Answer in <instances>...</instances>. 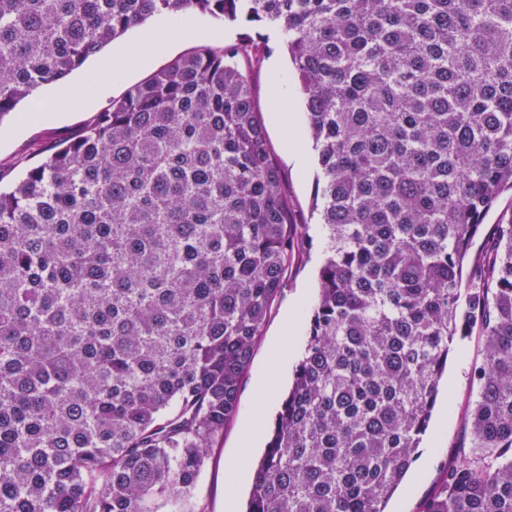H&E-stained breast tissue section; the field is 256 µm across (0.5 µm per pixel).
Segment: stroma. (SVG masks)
Wrapping results in <instances>:
<instances>
[{
    "mask_svg": "<svg viewBox=\"0 0 512 512\" xmlns=\"http://www.w3.org/2000/svg\"><path fill=\"white\" fill-rule=\"evenodd\" d=\"M201 28L199 35L176 40H161L146 63L128 69L112 80L106 91L88 105H66L54 119L25 123L16 131L19 116L31 106L21 102L15 113L0 118V176L5 181L17 179L26 168L38 164L43 147L76 136L81 128L113 99L119 98L134 84L145 81L152 73L164 68L173 59L195 51L200 45L214 47L240 38H251L264 44L261 59L247 64L246 71L254 98L262 114L271 152L280 166L288 192V203L296 221L307 224L306 234L298 239L294 259L281 291L268 312L263 334L258 341L251 365L239 387L236 415L224 427L210 448L202 477L195 491L200 512H226L228 494H235L238 512H245L250 482L238 487L229 483V467L238 456L242 433L248 420L263 412L265 426L258 436L256 448L249 455L259 461L266 442L274 429L278 402L259 407L255 387L261 379H269L286 396L292 382L296 359L281 362L273 353L274 344L282 331L287 313H294L297 328L296 349H303L310 314L317 299L318 271L323 260L324 230L316 208L318 172L315 151H307L305 164L298 165L290 158L287 144L294 136L309 140L306 116L299 103V93L293 68L283 39L263 28L240 22L226 25L209 14L194 12ZM484 338L477 327H469L458 337L448 357V366L440 382L439 401L417 453V458L402 485L387 506V512H417L421 502L433 492L445 465L451 464L468 436L471 404L477 395L472 381V367L481 360Z\"/></svg>",
    "mask_w": 512,
    "mask_h": 512,
    "instance_id": "35a3bbf8",
    "label": "stroma"
}]
</instances>
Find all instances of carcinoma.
I'll list each match as a JSON object with an SVG mask.
<instances>
[{
	"instance_id": "cac0c4a2",
	"label": "carcinoma",
	"mask_w": 512,
	"mask_h": 512,
	"mask_svg": "<svg viewBox=\"0 0 512 512\" xmlns=\"http://www.w3.org/2000/svg\"><path fill=\"white\" fill-rule=\"evenodd\" d=\"M201 11L288 48L326 246L247 512H385L464 326L469 445L418 512H512V0H0V119L129 29ZM202 45L0 186V512H199L293 254L237 61ZM511 209V195L510 193H506L500 199L497 207L486 215L481 230L474 238L473 245L470 249L471 258H477L483 254L488 242V237L486 236L487 230L492 224H497L504 215L509 214Z\"/></svg>"
}]
</instances>
